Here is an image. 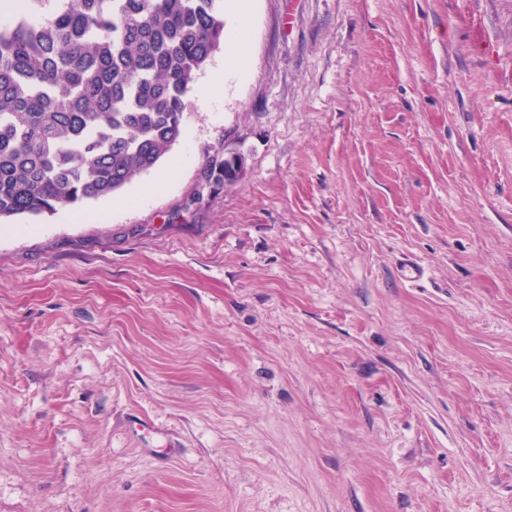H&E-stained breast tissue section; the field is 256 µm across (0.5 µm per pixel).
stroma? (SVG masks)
I'll list each match as a JSON object with an SVG mask.
<instances>
[{
	"label": "stroma",
	"instance_id": "35a3bbf8",
	"mask_svg": "<svg viewBox=\"0 0 512 512\" xmlns=\"http://www.w3.org/2000/svg\"><path fill=\"white\" fill-rule=\"evenodd\" d=\"M223 7L156 168L0 224V512H512V0ZM228 46V56L231 67L236 72H242L241 66L249 53V40L244 30L228 32L225 38Z\"/></svg>",
	"mask_w": 512,
	"mask_h": 512
}]
</instances>
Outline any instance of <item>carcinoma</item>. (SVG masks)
Segmentation results:
<instances>
[{
  "instance_id": "carcinoma-1",
  "label": "carcinoma",
  "mask_w": 512,
  "mask_h": 512,
  "mask_svg": "<svg viewBox=\"0 0 512 512\" xmlns=\"http://www.w3.org/2000/svg\"><path fill=\"white\" fill-rule=\"evenodd\" d=\"M222 0H14L0 20V221L120 193L183 135ZM237 159L211 164L234 180Z\"/></svg>"
}]
</instances>
